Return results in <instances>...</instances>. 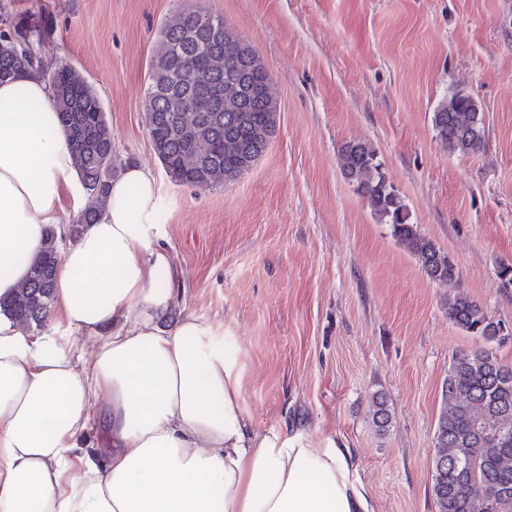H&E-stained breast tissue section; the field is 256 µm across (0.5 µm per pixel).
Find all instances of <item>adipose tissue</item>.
<instances>
[{
  "instance_id": "ef3b65f1",
  "label": "adipose tissue",
  "mask_w": 512,
  "mask_h": 512,
  "mask_svg": "<svg viewBox=\"0 0 512 512\" xmlns=\"http://www.w3.org/2000/svg\"><path fill=\"white\" fill-rule=\"evenodd\" d=\"M76 191L47 81H0L1 298ZM156 208L151 173L126 167L58 259L60 328L31 335L0 316V512H369L350 449L255 431L211 327H160ZM74 330L94 341L88 360ZM93 425L107 450L88 447Z\"/></svg>"
}]
</instances>
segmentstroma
I'll return each mask as SVG.
<instances>
[{
    "mask_svg": "<svg viewBox=\"0 0 512 512\" xmlns=\"http://www.w3.org/2000/svg\"><path fill=\"white\" fill-rule=\"evenodd\" d=\"M13 18L57 23L42 54L81 70L112 130L118 167L153 174L174 299L232 356L252 427L351 449L371 512H437L432 440L452 357L480 342L448 318L463 294L512 325V0H12ZM203 7L270 73L277 133L251 170L213 189L170 180L143 88L166 17ZM463 91L486 146L448 153L432 114ZM377 152L419 234L447 254L430 279L340 165ZM391 422L379 432L371 403Z\"/></svg>",
    "mask_w": 512,
    "mask_h": 512,
    "instance_id": "1",
    "label": "stroma"
}]
</instances>
